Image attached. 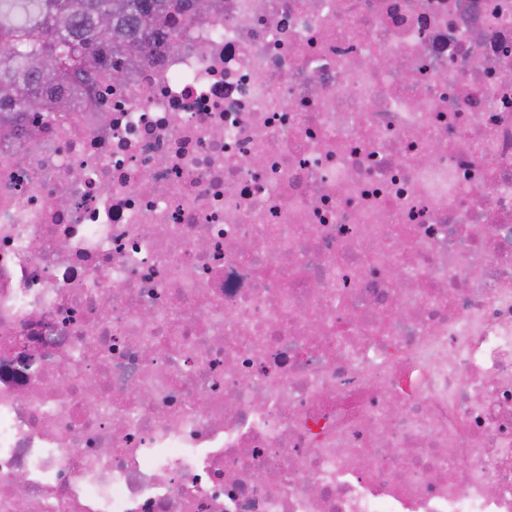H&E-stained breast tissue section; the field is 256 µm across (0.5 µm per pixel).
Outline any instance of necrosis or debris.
<instances>
[{
    "instance_id": "obj_1",
    "label": "necrosis or debris",
    "mask_w": 512,
    "mask_h": 512,
    "mask_svg": "<svg viewBox=\"0 0 512 512\" xmlns=\"http://www.w3.org/2000/svg\"><path fill=\"white\" fill-rule=\"evenodd\" d=\"M172 27L0 130V512H512V0Z\"/></svg>"
}]
</instances>
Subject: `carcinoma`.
Instances as JSON below:
<instances>
[{"mask_svg":"<svg viewBox=\"0 0 512 512\" xmlns=\"http://www.w3.org/2000/svg\"><path fill=\"white\" fill-rule=\"evenodd\" d=\"M223 0H0V127L32 112L69 111L92 91L93 68L126 71V61L169 46L167 17L186 19Z\"/></svg>","mask_w":512,"mask_h":512,"instance_id":"obj_1","label":"carcinoma"}]
</instances>
